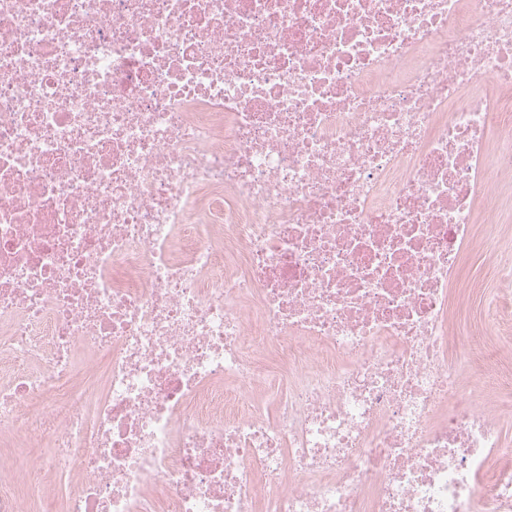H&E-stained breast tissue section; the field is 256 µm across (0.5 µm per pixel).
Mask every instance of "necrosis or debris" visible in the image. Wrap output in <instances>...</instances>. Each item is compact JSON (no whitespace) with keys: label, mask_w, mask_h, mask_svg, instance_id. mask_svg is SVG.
<instances>
[{"label":"necrosis or debris","mask_w":512,"mask_h":512,"mask_svg":"<svg viewBox=\"0 0 512 512\" xmlns=\"http://www.w3.org/2000/svg\"><path fill=\"white\" fill-rule=\"evenodd\" d=\"M512 0H0V512H512ZM509 239H512V223L477 224L474 240L464 249L459 283L450 288L449 332L452 337L466 330L484 336L490 348L497 345L494 335L482 326L479 301L499 289L492 242Z\"/></svg>","instance_id":"1"}]
</instances>
